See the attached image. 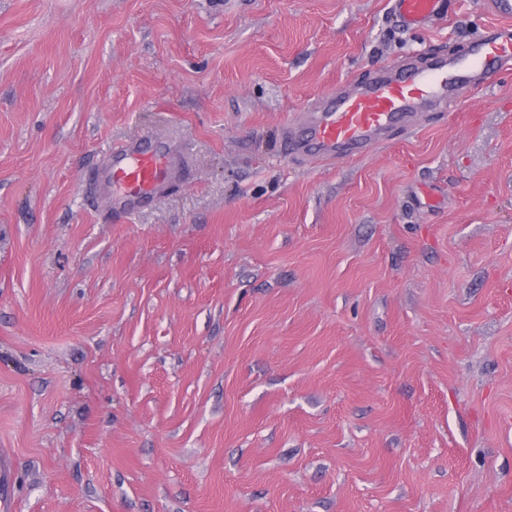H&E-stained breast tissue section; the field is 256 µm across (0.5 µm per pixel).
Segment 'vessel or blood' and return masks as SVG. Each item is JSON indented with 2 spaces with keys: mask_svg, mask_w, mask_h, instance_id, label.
<instances>
[{
  "mask_svg": "<svg viewBox=\"0 0 512 512\" xmlns=\"http://www.w3.org/2000/svg\"><path fill=\"white\" fill-rule=\"evenodd\" d=\"M501 23L474 42L469 54H434L427 65L408 58L389 63L364 82L324 93L283 130L289 156L298 162L349 161L385 141L397 128L414 129L421 116L443 112L461 91L484 85L512 68V0H492ZM406 29L428 26L443 13V0H391ZM186 147L144 136L116 146L92 174L94 190L114 215L131 214L160 200L182 173Z\"/></svg>",
  "mask_w": 512,
  "mask_h": 512,
  "instance_id": "1",
  "label": "vessel or blood"
}]
</instances>
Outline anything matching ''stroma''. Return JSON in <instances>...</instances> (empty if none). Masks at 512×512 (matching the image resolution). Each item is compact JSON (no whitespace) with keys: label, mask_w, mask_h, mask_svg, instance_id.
Segmentation results:
<instances>
[{"label":"stroma","mask_w":512,"mask_h":512,"mask_svg":"<svg viewBox=\"0 0 512 512\" xmlns=\"http://www.w3.org/2000/svg\"><path fill=\"white\" fill-rule=\"evenodd\" d=\"M488 2L0 0L13 512H512V74L355 160L282 140ZM147 134L188 163L108 220L86 177ZM392 12L407 30L424 28L443 15V0H390Z\"/></svg>","instance_id":"35a3bbf8"}]
</instances>
